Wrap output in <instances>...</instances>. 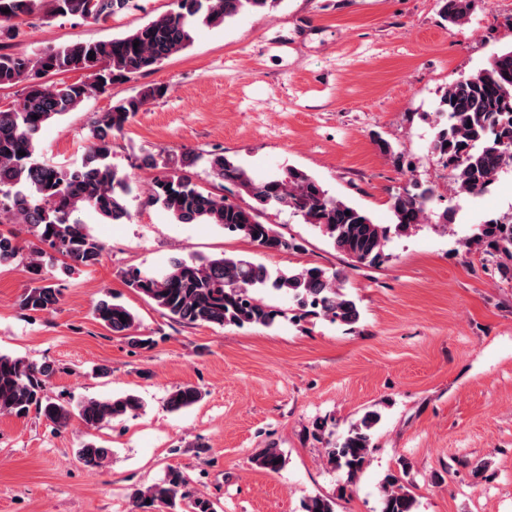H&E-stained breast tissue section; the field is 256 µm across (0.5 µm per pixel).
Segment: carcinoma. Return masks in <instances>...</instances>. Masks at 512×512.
<instances>
[{
	"label": "carcinoma",
	"mask_w": 512,
	"mask_h": 512,
	"mask_svg": "<svg viewBox=\"0 0 512 512\" xmlns=\"http://www.w3.org/2000/svg\"><path fill=\"white\" fill-rule=\"evenodd\" d=\"M448 23L467 19L469 0H442ZM277 0H172L173 8L133 32L108 40H76L63 46H47L32 54L0 52V88L22 86L7 109L0 108V224H18L30 239L22 242L0 232V265L21 261L42 284L25 289L21 306L33 313L50 312L61 303V290L42 277L45 259L55 253L75 266L99 263L105 244L91 235L75 214L92 211L112 224L131 219L127 198L136 189L130 173L112 164L113 140L124 132L135 115L165 94V87L146 85L135 94L116 99L108 111L98 113L88 127V148L78 164L56 166L39 158V135L53 120L78 109L91 95L104 94L112 85L126 83L153 70L164 60L188 48L199 25L220 27L244 12H264ZM129 0H0V29L16 35V26L28 16L50 21L58 17L105 24L127 8ZM139 46H134V43ZM61 72H81L83 80L50 84L46 78ZM438 112L446 123L435 133L431 153L446 169L460 194L477 195L487 190L504 168H512V45L495 53L477 73L456 79L444 89ZM199 155L183 150L173 162L153 155L141 158L138 168L164 171L149 185L148 202L160 205L177 224H212L224 233L249 240L260 250L274 253L302 249L293 237H285L262 221L270 208L288 209L300 215L326 237L334 249L351 261V267L376 268L388 262L391 232L406 233L422 223L434 191L416 180L392 194L390 210L394 227L376 224L361 208L336 197L311 175L290 167L264 180L255 179L224 150L210 153L208 177L215 192L196 180ZM233 186L240 203L223 194ZM469 253L478 250L492 262L496 273L512 281V220L491 218L478 232L461 242ZM347 276L340 269L301 268L273 273L258 262L239 255L173 260L159 276L136 268L125 273L128 287L143 294L173 320L187 325L271 327L282 311L257 297L271 288L291 297L302 317L323 318L344 326L360 321L356 300L346 291ZM94 315L113 333L135 348L152 341L131 334L134 315L124 306L99 301ZM54 373L49 364L37 365L21 357L0 353V415L25 417L41 413L60 428L76 415L88 428L143 408L134 394L89 397L77 412L55 403L46 394ZM200 391L190 385L173 391L167 407L180 411L197 403ZM381 414L370 410L348 432L326 440V463L341 477V490L354 485L375 448V429ZM110 449L93 441L78 449L83 465L103 466ZM256 467L276 472L284 464L282 451L270 444L253 458ZM189 477L170 470L159 483L134 493L135 507L156 505L169 512H216L204 498L186 500ZM380 512H416V499L400 485L395 474L382 482ZM304 512H335L334 502L321 495L307 498Z\"/></svg>",
	"instance_id": "cac0c4a2"
}]
</instances>
